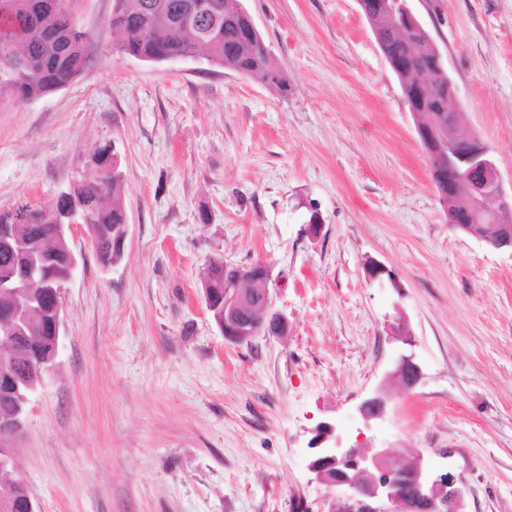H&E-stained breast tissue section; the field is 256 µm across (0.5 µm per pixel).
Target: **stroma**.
Segmentation results:
<instances>
[{
	"label": "stroma",
	"mask_w": 512,
	"mask_h": 512,
	"mask_svg": "<svg viewBox=\"0 0 512 512\" xmlns=\"http://www.w3.org/2000/svg\"><path fill=\"white\" fill-rule=\"evenodd\" d=\"M242 3L287 92L117 51L113 0H69L87 69L0 100V210L52 208L110 143L128 221L112 266L72 243L55 366L14 443L39 512H341L349 489L308 468L325 422L329 447L431 454L466 512H512V254L449 224L359 0ZM411 6L511 193L512 0ZM213 259L271 266L285 335H221L201 293ZM398 325L422 372L409 390L389 377Z\"/></svg>",
	"instance_id": "obj_1"
}]
</instances>
